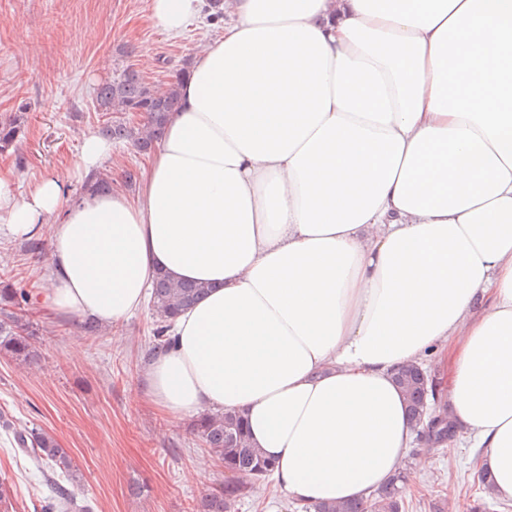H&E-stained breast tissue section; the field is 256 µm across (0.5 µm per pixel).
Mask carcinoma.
<instances>
[{
    "instance_id": "obj_1",
    "label": "carcinoma",
    "mask_w": 512,
    "mask_h": 512,
    "mask_svg": "<svg viewBox=\"0 0 512 512\" xmlns=\"http://www.w3.org/2000/svg\"><path fill=\"white\" fill-rule=\"evenodd\" d=\"M94 108L107 116L100 128L101 134L112 140H130L138 152L149 154L162 137L169 113L179 108L178 83L174 82L163 94L144 81L138 71L126 67L110 80L100 84L94 92ZM138 115L142 122L130 125L119 118L121 114ZM117 118H112V115ZM23 117L20 114L0 119V154L17 149ZM92 192L112 191V180L105 174L95 173L87 180ZM205 292V286L189 281H174L166 274L155 276L152 285L151 307L156 318L153 341L145 356L166 344L165 331L172 318L184 308L194 304ZM31 290L19 288L0 289V351L11 354L24 363L39 359L35 336L39 329L24 318ZM422 372L417 365H407L395 373V381L402 390L409 415L417 420L426 411L418 383ZM193 430L219 466L229 472L246 477L250 485L229 482L204 494L198 512H231L240 497L247 491L254 492L271 476L274 464L262 458L250 447L244 419L235 413H203L197 417ZM15 441L22 448H30L37 463L48 468L57 480L51 482L52 495L42 505V512H83L72 492L62 481H75L78 471L75 460L62 448L55 437L43 429H23L15 433ZM400 475L381 487L367 502L343 505L329 504L314 507L315 512H402ZM13 485L0 480V512H12Z\"/></svg>"
}]
</instances>
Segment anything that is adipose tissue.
Instances as JSON below:
<instances>
[{
	"label": "adipose tissue",
	"mask_w": 512,
	"mask_h": 512,
	"mask_svg": "<svg viewBox=\"0 0 512 512\" xmlns=\"http://www.w3.org/2000/svg\"><path fill=\"white\" fill-rule=\"evenodd\" d=\"M204 0H150L176 37ZM135 192L71 198L112 155L17 195L54 314L117 325L156 273L209 284L143 377L167 414H240L268 493L365 501L416 432L393 375L448 367L488 493L512 501V0H225Z\"/></svg>",
	"instance_id": "adipose-tissue-1"
}]
</instances>
